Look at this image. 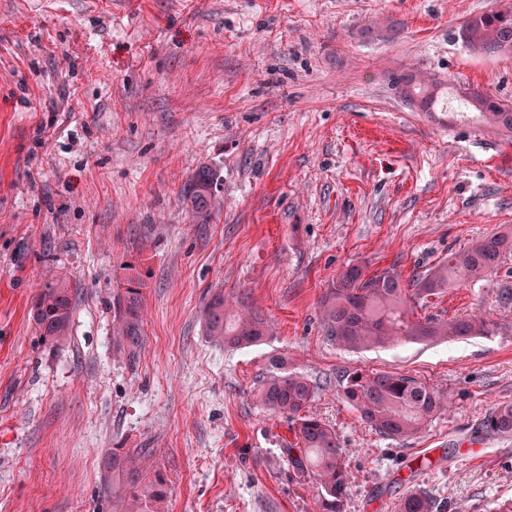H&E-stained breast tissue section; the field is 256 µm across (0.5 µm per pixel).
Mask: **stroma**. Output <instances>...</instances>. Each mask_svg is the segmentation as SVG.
<instances>
[{
  "mask_svg": "<svg viewBox=\"0 0 512 512\" xmlns=\"http://www.w3.org/2000/svg\"><path fill=\"white\" fill-rule=\"evenodd\" d=\"M512 0H0V512H126L116 450H144L168 490L149 512H316L280 453L293 425L258 402L296 371L346 450L345 512H395L428 491L444 512L512 500V253L418 316H487L495 336L337 345L319 301L346 266L424 273L512 230V137L422 112L413 73L512 104V55L457 38ZM214 175L208 221L183 201ZM66 277L69 336L43 339L32 298ZM142 284L141 343L113 334ZM224 294L268 324L259 344L210 338ZM395 372L450 402L418 435L379 436L343 394ZM396 89L402 98L422 112H435L440 98V90L437 85L427 83L417 78L414 74L401 75L394 79ZM483 428L500 436L512 435V404L494 407L484 418Z\"/></svg>",
  "mask_w": 512,
  "mask_h": 512,
  "instance_id": "obj_1",
  "label": "stroma"
}]
</instances>
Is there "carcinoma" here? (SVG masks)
<instances>
[{
  "instance_id": "obj_1",
  "label": "carcinoma",
  "mask_w": 512,
  "mask_h": 512,
  "mask_svg": "<svg viewBox=\"0 0 512 512\" xmlns=\"http://www.w3.org/2000/svg\"><path fill=\"white\" fill-rule=\"evenodd\" d=\"M458 38L474 53L512 54V8L476 15L458 29ZM402 98L423 112L436 111L440 98L437 85L413 74L394 79ZM468 106L489 126L512 134V106L480 92L465 93ZM213 174L202 170L185 188V198L196 213L204 215L209 206ZM512 239L487 235L466 248L448 254L425 273L404 285L399 273L384 269L372 274L352 265L340 271L320 299L321 315L336 342L354 350L393 343H420L449 338L495 336L506 325L479 316L448 321L432 316L418 318L413 311L419 301L441 294L453 282L480 279L499 265ZM140 282L131 278L125 294L118 297L116 333L131 346L140 343ZM32 319L41 336L50 341L66 337L73 313V297L60 280L43 288L31 303ZM209 335L228 347L259 343L269 328L258 318H232L224 311V295L212 296L205 309ZM345 397L356 407L361 419L379 434L406 439L419 434L427 422L445 407L444 397L429 384L394 372L350 373ZM314 387L303 375L288 372L267 381L259 395L266 409L295 421V440L281 448L288 470L312 485L317 512H345L348 482L344 451L336 430L310 411ZM483 428L500 436L512 435V404L493 408ZM146 455L112 454V496L132 500V512H143L149 502L166 495L165 482L158 477L143 484ZM396 512H441L428 492H410L396 506Z\"/></svg>"
}]
</instances>
